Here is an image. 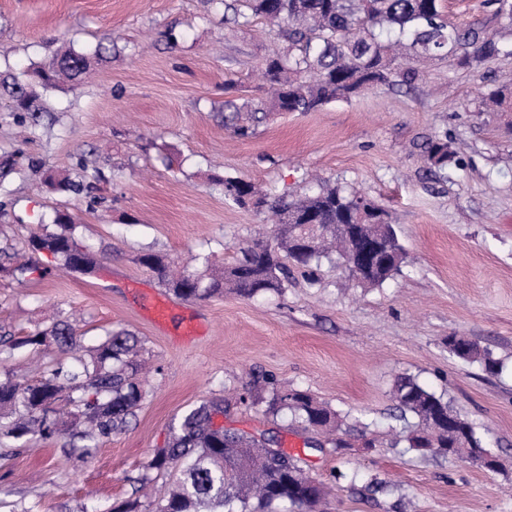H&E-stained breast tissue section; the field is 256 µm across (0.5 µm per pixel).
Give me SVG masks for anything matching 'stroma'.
Wrapping results in <instances>:
<instances>
[{
    "label": "stroma",
    "mask_w": 512,
    "mask_h": 512,
    "mask_svg": "<svg viewBox=\"0 0 512 512\" xmlns=\"http://www.w3.org/2000/svg\"><path fill=\"white\" fill-rule=\"evenodd\" d=\"M69 41L112 51L82 82L42 94L36 130L21 134L0 95V161L19 168L0 186V334L19 339L65 320L93 347L108 330L130 331L142 340L145 397L127 430L90 456L59 438L0 448V512H107L132 497L153 512L175 475L139 478L170 428L265 375L371 424L317 451L262 406L238 403L225 415V427L276 437L300 459L326 488L321 512H512V112L479 109L512 73V55L478 74L439 58L416 88L269 112L243 138L225 129V114L268 100L263 65L288 49L265 20L235 25L210 0H0V72L48 64ZM438 133L461 158L433 175L423 147ZM58 175L92 182V198L47 191L44 180ZM217 175L276 196L306 192L313 176L366 195L391 215L406 251L400 273L349 288L339 264L292 265L277 293L180 300L201 333L170 335L139 308L134 285L165 290L139 256L192 270L208 254L228 266L269 231L264 213L225 198ZM60 211L97 269L54 263L44 277L16 278L10 254L32 234L58 231ZM453 334L491 349L501 371L453 357ZM402 374L485 431L499 471L391 447ZM374 479L395 492H370Z\"/></svg>",
    "instance_id": "1"
}]
</instances>
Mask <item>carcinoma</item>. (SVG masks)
Wrapping results in <instances>:
<instances>
[{
	"mask_svg": "<svg viewBox=\"0 0 512 512\" xmlns=\"http://www.w3.org/2000/svg\"><path fill=\"white\" fill-rule=\"evenodd\" d=\"M215 6L233 11L234 21L248 23L254 17L278 27L288 40V52L266 60L263 75L279 112H311L332 101L349 100L366 89L412 86L421 78L418 65L445 56L461 68L479 71L486 63L506 53L505 39L512 37V0H492L489 21L500 23L489 32L486 26L460 27L442 14L440 0H211ZM89 54L72 45L58 50L52 61L33 68L24 81L15 75L0 79L19 113L18 124L32 130L40 124L44 108L28 93L32 84L50 91L64 82L79 80L89 68ZM487 112H512V86L506 84L485 98ZM427 164L442 171L456 157L448 136H435L425 146ZM224 196L240 204L253 203L275 216L277 248L266 258L241 249L243 257L231 266L215 268L204 256V268L172 270L162 259L145 252L162 283L185 299H208L229 289L241 297L278 292L288 279L284 259L294 256L299 242L314 236L309 224L321 225V232L307 267L343 259L352 236L337 228L356 224L361 232H384L397 253L387 254L371 275L349 273L357 286H381L400 272L404 251L394 228L375 226L386 211L372 204L360 210L363 196L343 186L319 185L308 194L288 200L259 193L255 185L239 178H215ZM54 192L81 194L92 184L70 178L45 180ZM305 224L299 235L288 238L281 224L287 220ZM61 231L34 235L32 252L46 250L63 266L82 273L95 271L97 261L90 251L78 257V244L68 215L58 216ZM12 346L36 345L58 354L51 355L35 380L0 382V446L5 442L70 439L96 440L124 431L135 416L144 391L133 356L141 339L126 331H108L105 339L89 350V358L69 363L61 358L78 346L74 328L55 323L20 341L3 338ZM449 352L464 361L478 363L485 371L497 373L500 362L493 352L466 336L448 337ZM393 398L404 422L392 429L390 445H404L422 457L427 448L463 449L466 441L483 443L484 435L456 411L450 401L418 382L411 375L398 377ZM239 401L264 405L272 418L289 415L303 429H311L341 447L339 436L354 431L366 433L370 423L341 414L298 389L273 385L270 379L254 382L239 394ZM227 411L223 399L211 400L186 411L170 430L164 446L153 451L145 472L177 469L180 477L156 512H275L277 505L290 512H318L325 496L323 484L303 469L298 460L274 447V440L238 431H227L214 416ZM413 422H408V419Z\"/></svg>",
	"mask_w": 512,
	"mask_h": 512,
	"instance_id": "cac0c4a2",
	"label": "carcinoma"
}]
</instances>
